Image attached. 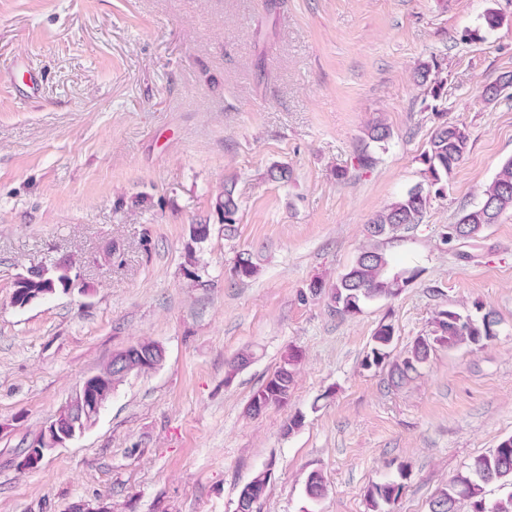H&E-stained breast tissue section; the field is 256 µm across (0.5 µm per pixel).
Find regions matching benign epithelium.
Listing matches in <instances>:
<instances>
[{
  "label": "benign epithelium",
  "mask_w": 512,
  "mask_h": 512,
  "mask_svg": "<svg viewBox=\"0 0 512 512\" xmlns=\"http://www.w3.org/2000/svg\"><path fill=\"white\" fill-rule=\"evenodd\" d=\"M97 378L96 374L86 377L68 401V406L79 410V419L69 424L56 418L51 420L45 429L47 439L44 444L30 445L21 458H31L39 464L47 452L65 446L67 442L82 435L89 428V423L99 415L111 396V391L101 388Z\"/></svg>",
  "instance_id": "obj_1"
}]
</instances>
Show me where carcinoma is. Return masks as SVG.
I'll list each match as a JSON object with an SVG mask.
<instances>
[{
	"mask_svg": "<svg viewBox=\"0 0 512 512\" xmlns=\"http://www.w3.org/2000/svg\"><path fill=\"white\" fill-rule=\"evenodd\" d=\"M511 84L512 74H504L495 82L485 85L481 97L486 102L494 101L502 88ZM390 137V128L382 122L372 123L364 129L365 141L385 143ZM468 145L469 134L464 125L444 120L435 127L424 153L432 184L448 178L463 161ZM428 202L424 189L415 187L384 207L366 225L367 245L358 253L352 265L336 278L329 289L320 280L311 282V296L325 293L336 312L353 316L361 312L362 305L369 301L400 295L415 278V273H389L390 259L386 244L401 229L422 223ZM215 208L224 214V232L232 234L235 215L239 210L234 182L224 184V191L216 199ZM509 210H512V159L501 166L482 191L480 205L465 212L453 224V238L473 239L486 226L498 223ZM72 269V260L61 259L50 267H41L18 277L14 282L13 304L23 307L52 294L58 287L69 288L73 283ZM234 273L240 279H249L258 274L250 254L242 252L237 255ZM496 324L490 312L473 316L452 308L440 309L433 318L430 335L417 337L396 357L393 356L394 326L382 324L373 334L366 354L372 361L365 360L363 365L366 368L387 369L388 384L401 387L417 378L422 366L437 349H454L491 341L494 339L492 326ZM163 358L164 352L157 343L141 340L114 354L103 371L114 373L112 383L115 384L123 380V377L115 376L117 370L114 366L118 361L128 359L137 364L139 372L147 373L156 369ZM302 358L301 350L294 347L287 349L273 373L252 394L247 406L249 414L258 416L270 407L288 401ZM268 483L269 477L265 472L256 473L240 491L237 512H254V506L264 495ZM490 483L512 487V437L503 439L489 453L474 459L440 488L429 503V512H457V505L462 501L470 502V512H512V492L491 505L486 503L483 486ZM402 490L403 484L390 478L371 483L365 494L368 512H391L390 506L395 504ZM304 491L312 501L324 497L326 487L319 472L308 473Z\"/></svg>",
	"mask_w": 512,
	"mask_h": 512,
	"instance_id": "carcinoma-1",
	"label": "carcinoma"
}]
</instances>
